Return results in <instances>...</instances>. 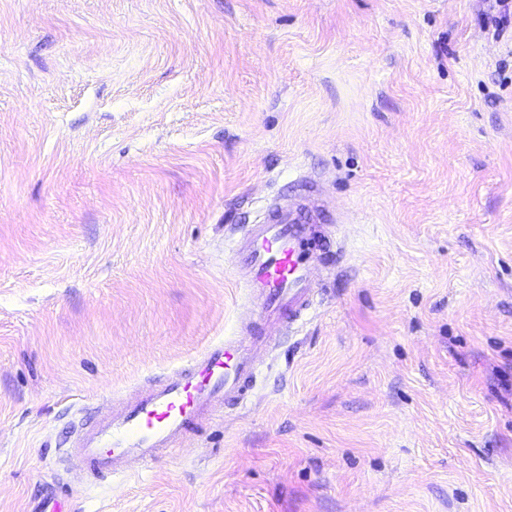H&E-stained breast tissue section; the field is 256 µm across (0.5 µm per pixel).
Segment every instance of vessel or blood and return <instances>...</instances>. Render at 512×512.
Returning <instances> with one entry per match:
<instances>
[{"label":"vessel or blood","instance_id":"vessel-or-blood-1","mask_svg":"<svg viewBox=\"0 0 512 512\" xmlns=\"http://www.w3.org/2000/svg\"><path fill=\"white\" fill-rule=\"evenodd\" d=\"M267 221L233 239L234 273L247 293L236 332L211 343L192 362L137 390L120 403H102L71 441L80 470L127 477L160 453L223 418L224 408L247 401L258 368L275 344L274 328L289 329L315 306L323 210L305 195L268 206Z\"/></svg>","mask_w":512,"mask_h":512}]
</instances>
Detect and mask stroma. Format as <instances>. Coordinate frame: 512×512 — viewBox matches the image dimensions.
<instances>
[{"mask_svg": "<svg viewBox=\"0 0 512 512\" xmlns=\"http://www.w3.org/2000/svg\"><path fill=\"white\" fill-rule=\"evenodd\" d=\"M493 0H0V512H512V25ZM320 188L316 305L125 478L86 411L234 332L225 249ZM493 12L487 17L486 25L488 34H491L495 40H500L504 30L512 17V1L511 0H495Z\"/></svg>", "mask_w": 512, "mask_h": 512, "instance_id": "1", "label": "stroma"}]
</instances>
